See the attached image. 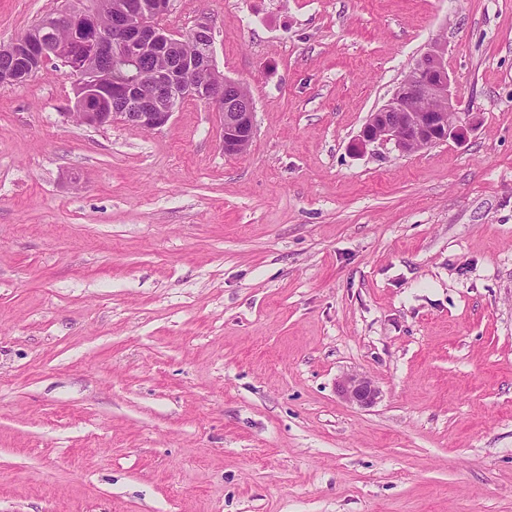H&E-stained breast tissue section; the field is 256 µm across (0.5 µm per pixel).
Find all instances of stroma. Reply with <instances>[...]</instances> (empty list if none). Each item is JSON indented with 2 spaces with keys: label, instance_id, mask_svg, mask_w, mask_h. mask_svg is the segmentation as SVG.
<instances>
[{
  "label": "stroma",
  "instance_id": "1",
  "mask_svg": "<svg viewBox=\"0 0 512 512\" xmlns=\"http://www.w3.org/2000/svg\"><path fill=\"white\" fill-rule=\"evenodd\" d=\"M66 0H0V42ZM255 104L0 88V512H512V0H172ZM463 141L354 152L433 41ZM379 389L361 408L337 382ZM337 391L346 402L359 407L372 406L379 397V390L372 381L357 373L343 376L337 384Z\"/></svg>",
  "mask_w": 512,
  "mask_h": 512
}]
</instances>
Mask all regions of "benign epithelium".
Instances as JSON below:
<instances>
[{
    "label": "benign epithelium",
    "instance_id": "1",
    "mask_svg": "<svg viewBox=\"0 0 512 512\" xmlns=\"http://www.w3.org/2000/svg\"><path fill=\"white\" fill-rule=\"evenodd\" d=\"M171 0H90L45 21L38 30L0 45L12 60L0 69V87L22 85L44 65L58 60L78 78L74 111L77 124L104 128L115 123L146 130L165 126L179 105L195 99L215 107L224 154L247 151L254 137V102L245 85L219 72L214 64L212 26L193 27V45L171 33L164 19ZM136 70L124 83L112 81L108 65ZM447 48L434 42L400 82L391 97L370 113L354 142L360 152L391 146L411 154L435 143L465 139L469 114L458 111ZM337 391L359 407L376 403L379 390L361 374L343 376Z\"/></svg>",
    "mask_w": 512,
    "mask_h": 512
}]
</instances>
